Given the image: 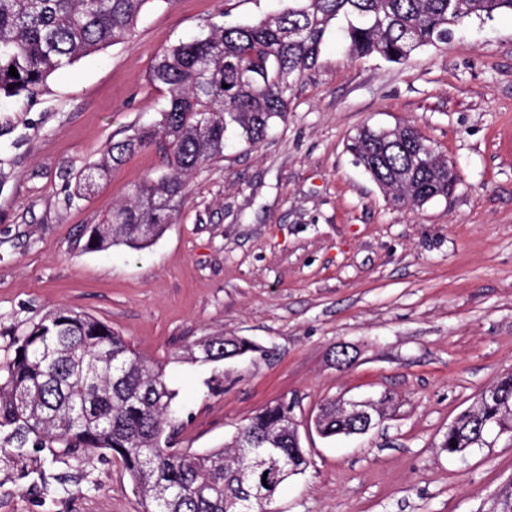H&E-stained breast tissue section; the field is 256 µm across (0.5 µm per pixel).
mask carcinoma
I'll list each match as a JSON object with an SVG mask.
<instances>
[{"instance_id":"carcinoma-1","label":"carcinoma","mask_w":512,"mask_h":512,"mask_svg":"<svg viewBox=\"0 0 512 512\" xmlns=\"http://www.w3.org/2000/svg\"><path fill=\"white\" fill-rule=\"evenodd\" d=\"M149 2L0 0V99L29 98L62 67L130 41ZM501 12L512 13V0H287L275 15L247 25L212 23L207 33L170 46L150 73L168 93L159 119L112 142L102 160L78 172L68 201L83 199L144 148L160 150L167 171L134 185L92 225L87 249L140 251L155 242L178 212L188 177L224 158L229 136L255 147L286 116L288 89L315 66L331 30L358 58L399 63L419 48L448 43L471 20ZM428 145L411 126L393 133L364 127L349 151L394 201L423 205L448 197L458 182L457 170L425 153ZM14 346L0 364V432L9 453L106 450L123 462L144 512H274L282 486L308 466L284 402L257 412L221 448H171L176 394L165 365L90 315L60 306L15 337ZM257 351L247 339L213 335L174 359L219 363ZM498 420L512 425L511 373L497 380L495 398L458 418L440 448L452 456L480 448ZM317 424L332 438L349 434L358 419L330 401Z\"/></svg>"}]
</instances>
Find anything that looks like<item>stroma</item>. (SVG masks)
Returning a JSON list of instances; mask_svg holds the SVG:
<instances>
[{
	"label": "stroma",
	"instance_id": "obj_1",
	"mask_svg": "<svg viewBox=\"0 0 512 512\" xmlns=\"http://www.w3.org/2000/svg\"><path fill=\"white\" fill-rule=\"evenodd\" d=\"M281 0H154L131 42L52 74L34 99L0 101V362L13 339L67 306L165 363L181 407L173 447L225 441L266 405L293 407L303 475L277 512H500L512 493V435L466 457L443 452L449 424L512 372V14L401 63L357 58L328 36L260 145L232 143L191 175L149 248L87 250V228L145 176L155 148L68 203L74 175L112 140L155 122L167 92L157 55L209 23L248 24ZM412 125L453 161L448 198L396 204L347 143L364 126ZM214 334L259 352L213 365L174 362ZM391 394L366 434L322 438L331 399ZM119 457L0 454V512H143Z\"/></svg>",
	"mask_w": 512,
	"mask_h": 512
}]
</instances>
